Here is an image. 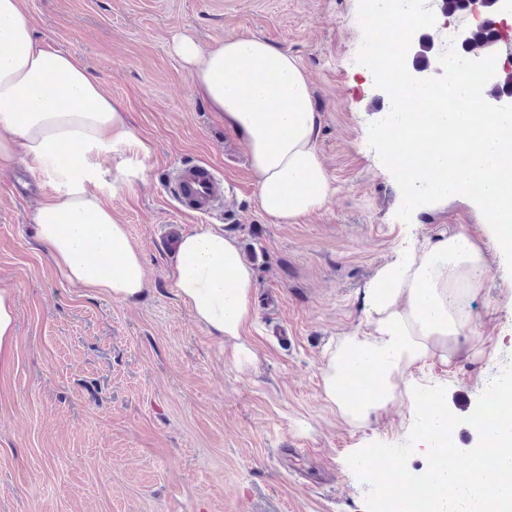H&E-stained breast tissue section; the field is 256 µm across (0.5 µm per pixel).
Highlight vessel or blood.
<instances>
[{
    "instance_id": "b4317fda",
    "label": "vessel or blood",
    "mask_w": 512,
    "mask_h": 512,
    "mask_svg": "<svg viewBox=\"0 0 512 512\" xmlns=\"http://www.w3.org/2000/svg\"><path fill=\"white\" fill-rule=\"evenodd\" d=\"M172 194L185 214H211L224 203V180L207 164L182 163L169 175Z\"/></svg>"
}]
</instances>
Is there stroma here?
Wrapping results in <instances>:
<instances>
[{
	"label": "stroma",
	"instance_id": "obj_1",
	"mask_svg": "<svg viewBox=\"0 0 512 512\" xmlns=\"http://www.w3.org/2000/svg\"><path fill=\"white\" fill-rule=\"evenodd\" d=\"M36 34L73 55L129 112L143 155L104 154L98 193L127 224L144 260L136 300L70 287L36 236L33 213L55 195L28 163L0 173V287L12 291L16 345L0 368V512H375L381 495L365 457L383 449L421 470L409 412L396 402L366 425L324 399L323 350L364 327V290L411 232L484 217L458 195L397 219L401 192L367 143L390 104L357 61V0H21ZM259 37L296 56L320 114L318 150L337 191L295 224L259 209L248 149L193 90L174 51ZM203 161L224 175L222 211L174 208L173 165ZM232 225L256 278L242 339L256 360L198 324L171 286L180 239ZM484 295L468 306L477 357L418 364L448 410L447 437L478 442L469 416L493 377L512 366V272L487 249Z\"/></svg>",
	"mask_w": 512,
	"mask_h": 512
}]
</instances>
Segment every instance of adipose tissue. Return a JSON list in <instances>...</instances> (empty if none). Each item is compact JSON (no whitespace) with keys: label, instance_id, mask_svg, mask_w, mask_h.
<instances>
[{"label":"adipose tissue","instance_id":"1","mask_svg":"<svg viewBox=\"0 0 512 512\" xmlns=\"http://www.w3.org/2000/svg\"><path fill=\"white\" fill-rule=\"evenodd\" d=\"M0 173L27 160L59 196L34 213L37 237L57 274L76 288L129 301L146 288L142 254L125 224L96 189L101 153L139 143L130 117L74 57L47 49L21 0H0ZM177 53L194 74V92L245 139L257 204L277 224L321 209L336 192L319 154L320 116L296 57L260 38H227L200 48L184 38ZM485 245L457 227L407 241L383 265L365 294L366 329L331 341L322 390L350 425L360 426L406 397L416 444L432 461L392 486L396 500L439 482L429 512H512V370L483 393L470 423L478 447L459 458L447 438L437 392L408 378L416 363L450 366L471 358L475 323L467 304L483 293ZM177 295L212 336L233 345L238 364L252 363L242 342L251 317L254 272L232 226L185 235L171 274ZM497 419L493 436L483 434Z\"/></svg>","mask_w":512,"mask_h":512}]
</instances>
